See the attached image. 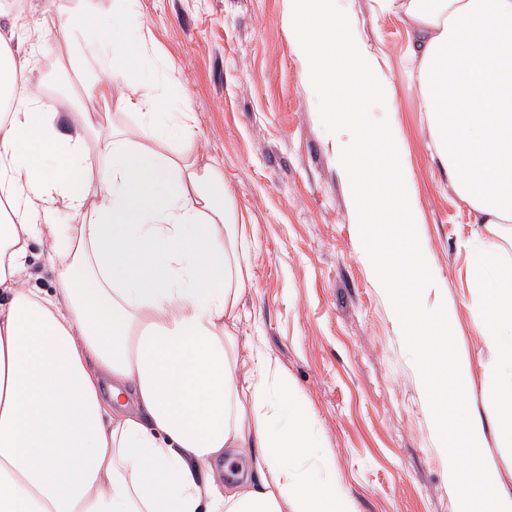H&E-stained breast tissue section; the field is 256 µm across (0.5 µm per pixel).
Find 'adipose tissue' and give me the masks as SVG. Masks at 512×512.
Returning a JSON list of instances; mask_svg holds the SVG:
<instances>
[{"mask_svg":"<svg viewBox=\"0 0 512 512\" xmlns=\"http://www.w3.org/2000/svg\"><path fill=\"white\" fill-rule=\"evenodd\" d=\"M376 3L407 31L432 163L474 223L511 224L512 0ZM132 7L60 28L93 95L127 85L133 134L63 131L28 60L0 69V512H356L277 356L237 341L248 228L218 166L160 153L191 130L155 115L178 84L130 80ZM35 241L54 290L24 278Z\"/></svg>","mask_w":512,"mask_h":512,"instance_id":"adipose-tissue-1","label":"adipose tissue"}]
</instances>
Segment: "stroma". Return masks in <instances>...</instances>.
<instances>
[{
    "mask_svg": "<svg viewBox=\"0 0 512 512\" xmlns=\"http://www.w3.org/2000/svg\"><path fill=\"white\" fill-rule=\"evenodd\" d=\"M95 28L112 19V0H25L0 17V39L29 57L30 76L45 85L55 111L91 106L105 129L132 131L139 116L118 102H87L82 76L58 56L56 22L85 10ZM368 40L386 54L398 92L394 120L416 184L424 222L420 239L432 256L435 284L427 307L448 300L460 356L472 365L467 398L474 413L491 400L490 358L479 334L470 246L497 241L512 259V228L472 221L469 207L432 167L425 115L409 89L406 32L371 0H343ZM86 11V10H85ZM130 25L149 38L135 81H176L181 97L162 98V113L185 112L189 141L164 147L224 171V186L251 228V285L242 304L241 338L259 340L279 359L315 412L317 456L358 512H458L448 487V459L438 448L431 413L415 384L417 369L371 265L362 258L352 205L316 96L288 40V0H136ZM59 71L67 88L48 87Z\"/></svg>",
    "mask_w": 512,
    "mask_h": 512,
    "instance_id": "1",
    "label": "stroma"
}]
</instances>
